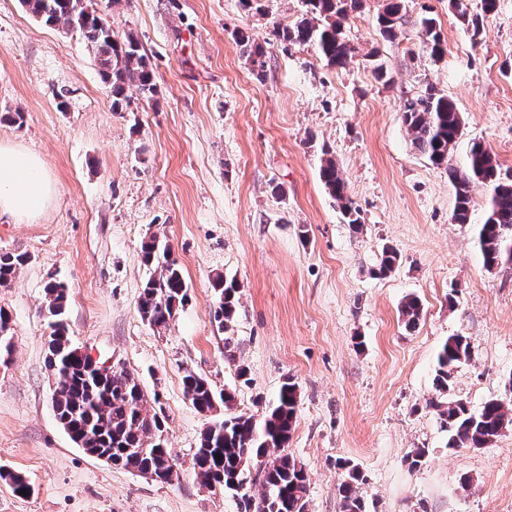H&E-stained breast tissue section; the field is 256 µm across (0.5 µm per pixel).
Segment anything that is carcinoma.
<instances>
[{"label": "carcinoma", "instance_id": "cac0c4a2", "mask_svg": "<svg viewBox=\"0 0 512 512\" xmlns=\"http://www.w3.org/2000/svg\"><path fill=\"white\" fill-rule=\"evenodd\" d=\"M303 3L307 7L305 15L291 26L274 29V35L288 44L312 45L329 65L345 67L353 47L344 35L342 20L358 9L362 0H303ZM21 4L45 24L59 25L82 35L102 77L112 86L113 105L120 106L129 82L136 83L145 98L157 95L150 59L142 52L137 38L129 33L117 39L107 20L90 11L85 0H21ZM403 22L402 0H385L377 16L381 36L395 38ZM420 26L426 52L433 59L442 56L445 45L436 20L424 17ZM239 44L252 71L262 75L265 67L262 44L244 34L239 36ZM403 116L415 151L433 166L448 168V178L455 188L454 223H470L474 184L491 188L487 216L478 229V243L487 268L506 263L507 252L512 251V173L502 170L494 153L479 141L469 144L464 170L448 166V155L462 139L464 123L455 102L435 87L428 85L421 94L406 100ZM323 155L320 179L348 218V224L357 230L361 227L359 210L348 195L347 182L330 152L325 151ZM142 258L145 264L159 269V274L145 281L138 310L148 324L165 328L187 301L188 290L169 246L157 236L143 242ZM26 261L22 253L0 252V287L8 285ZM214 289L220 299L215 320L224 324L234 313L236 286L219 277ZM45 293L48 317L52 319L49 342L61 352V358L47 361L57 377L52 399L60 424L89 449L112 452L123 469L134 471L153 462L159 452L167 449V442L161 439L165 422L155 408L158 397L148 399L139 379L124 368L112 371V377L103 382L94 380L86 362L70 357L75 347L63 321L66 287L61 282L50 281ZM421 313V304L415 297L407 298L402 305L404 323L409 328L417 325ZM468 357L466 337L451 336L446 340L437 356L434 377L439 393L448 392L454 368ZM182 383L197 411L211 409L214 400L230 408L231 396L216 392L196 372L185 370ZM504 388V396L490 399L478 409H471L460 400L432 402L442 428L448 433V447L484 448L512 424V376ZM296 407L297 388L288 380L281 386L276 406L262 420L232 412L206 426L194 454L199 467L195 478L222 481L224 488L232 491L233 484L246 482V471L253 464L263 487L259 501L253 504V512H305L304 467L285 453ZM342 469L345 470L339 485L342 512H365L355 490L359 471L348 462L342 464ZM0 478L10 482L20 496L31 493L30 484L20 474L0 472Z\"/></svg>", "mask_w": 512, "mask_h": 512}]
</instances>
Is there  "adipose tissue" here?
Returning <instances> with one entry per match:
<instances>
[{
    "label": "adipose tissue",
    "instance_id": "ef3b65f1",
    "mask_svg": "<svg viewBox=\"0 0 512 512\" xmlns=\"http://www.w3.org/2000/svg\"><path fill=\"white\" fill-rule=\"evenodd\" d=\"M53 188L39 159L18 147L0 146V216L29 219L45 209Z\"/></svg>",
    "mask_w": 512,
    "mask_h": 512
}]
</instances>
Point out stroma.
<instances>
[{
  "mask_svg": "<svg viewBox=\"0 0 512 512\" xmlns=\"http://www.w3.org/2000/svg\"><path fill=\"white\" fill-rule=\"evenodd\" d=\"M115 36L134 34L150 59L156 99L127 84L121 106L76 32L0 0V145L37 154L57 191L31 219L0 218V250L26 254L0 287L11 354L0 363V512H245L262 486L202 487L192 456L226 411L262 419L281 385L297 386L287 452L308 478L306 512H340V465L362 478L365 512H512V428L488 447L452 448L433 401L436 356L465 336L470 356L447 397L479 408L512 376V265L487 269L477 242L489 191L471 189V221L454 223L449 168L467 141L490 146L512 169V0L468 25L448 0H403L394 40L376 25L382 0H363L343 22L354 47L346 67L310 45L276 39L302 0H87ZM435 18L445 53L422 50L421 17ZM263 42V76L236 37ZM387 80H377L375 63ZM464 119V144L447 168L416 152L406 98L426 85ZM342 171L362 227L346 224L319 177L324 153ZM166 241L188 286L169 326L138 312L152 270L141 245ZM399 263L378 272L383 247ZM235 281L232 319H215L216 277ZM68 290L72 343L132 372L158 393L177 462L161 483L78 447L57 422L46 363L50 279ZM422 316L407 329L406 298ZM246 378H239V369ZM191 369L232 407L199 413L184 393ZM424 449L421 466L405 457Z\"/></svg>",
  "mask_w": 512,
  "mask_h": 512,
  "instance_id": "stroma-1",
  "label": "stroma"
}]
</instances>
